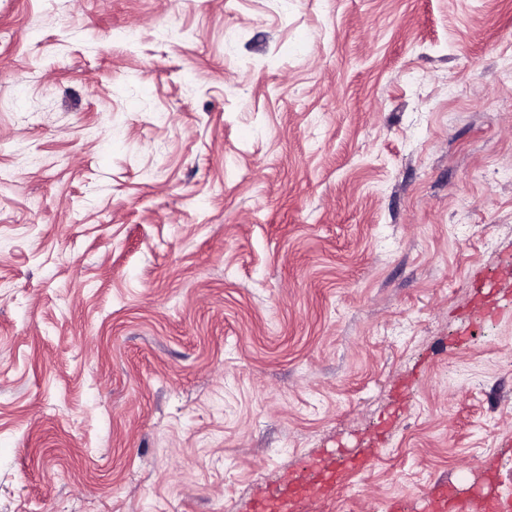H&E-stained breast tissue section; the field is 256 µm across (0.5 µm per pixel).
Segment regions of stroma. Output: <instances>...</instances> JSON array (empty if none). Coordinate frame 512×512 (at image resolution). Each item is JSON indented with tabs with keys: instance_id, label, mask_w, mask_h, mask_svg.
I'll use <instances>...</instances> for the list:
<instances>
[{
	"instance_id": "obj_1",
	"label": "stroma",
	"mask_w": 512,
	"mask_h": 512,
	"mask_svg": "<svg viewBox=\"0 0 512 512\" xmlns=\"http://www.w3.org/2000/svg\"><path fill=\"white\" fill-rule=\"evenodd\" d=\"M512 0H0V512L512 495Z\"/></svg>"
}]
</instances>
